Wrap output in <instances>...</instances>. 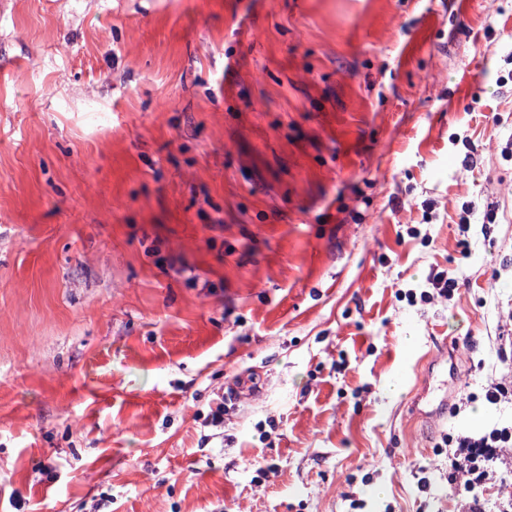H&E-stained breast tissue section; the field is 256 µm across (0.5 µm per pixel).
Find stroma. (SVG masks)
Masks as SVG:
<instances>
[{
	"label": "stroma",
	"instance_id": "stroma-1",
	"mask_svg": "<svg viewBox=\"0 0 512 512\" xmlns=\"http://www.w3.org/2000/svg\"><path fill=\"white\" fill-rule=\"evenodd\" d=\"M510 381L512 0H0V512H462Z\"/></svg>",
	"mask_w": 512,
	"mask_h": 512
}]
</instances>
